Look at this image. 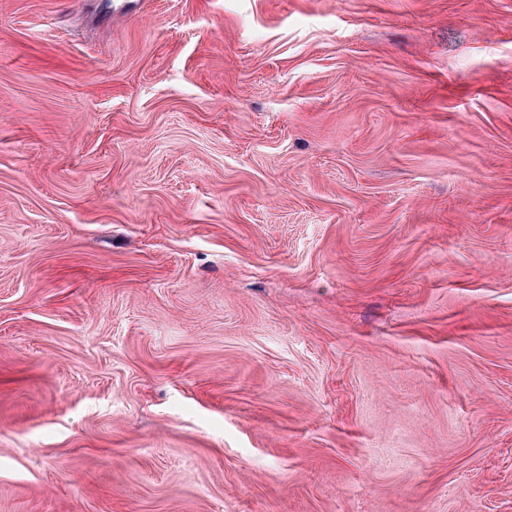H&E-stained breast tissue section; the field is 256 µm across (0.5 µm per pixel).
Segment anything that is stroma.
Wrapping results in <instances>:
<instances>
[{"mask_svg": "<svg viewBox=\"0 0 512 512\" xmlns=\"http://www.w3.org/2000/svg\"><path fill=\"white\" fill-rule=\"evenodd\" d=\"M0 512H512V0H0Z\"/></svg>", "mask_w": 512, "mask_h": 512, "instance_id": "1", "label": "stroma"}]
</instances>
